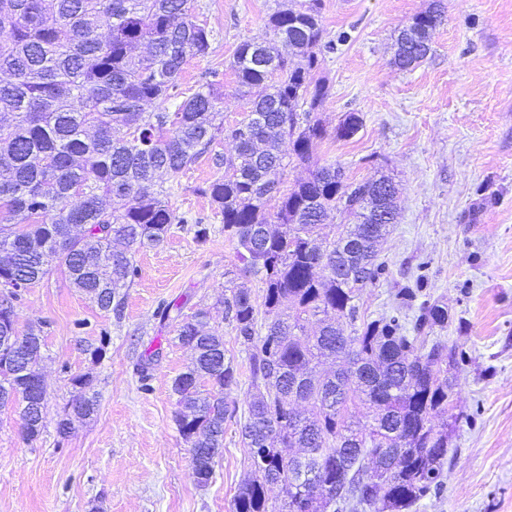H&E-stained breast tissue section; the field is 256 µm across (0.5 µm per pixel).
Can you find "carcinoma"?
Returning a JSON list of instances; mask_svg holds the SVG:
<instances>
[{
    "instance_id": "carcinoma-1",
    "label": "carcinoma",
    "mask_w": 512,
    "mask_h": 512,
    "mask_svg": "<svg viewBox=\"0 0 512 512\" xmlns=\"http://www.w3.org/2000/svg\"><path fill=\"white\" fill-rule=\"evenodd\" d=\"M188 2L0 0V286L21 283L0 302L60 270L100 309H117L136 253L184 223L163 176L190 167L224 132L235 153L212 156L224 176L202 193L243 263V281L224 286V322L245 346L253 389L240 427L249 474L231 512H411L448 463L461 358L433 336L448 326L438 299L417 307L412 336L398 307L360 315L362 290L385 270L377 247L396 223L399 189L385 175L351 181L313 162L327 136L312 117L327 96L314 79L318 52L351 35L326 39L321 0H282L269 15L272 37L240 43L231 63L241 89L277 80L226 128L218 71L189 95L179 83L187 58L207 57L217 39ZM442 20L439 7L414 16L399 31L395 65L423 61ZM280 41L301 64L288 65ZM302 102L309 110L300 114ZM360 127L349 113L335 135ZM284 139L313 166L289 191L279 188ZM338 211L347 223L318 239ZM252 275L265 283L260 302ZM40 339L0 321V410L18 415L31 443L44 428ZM178 339L193 351L172 384L178 430L193 468L211 474L239 378L207 311L183 321ZM324 359L337 369L317 377ZM70 382L78 394L56 423L62 437L98 409L90 378ZM360 406L364 422L353 414ZM439 413L449 421L437 426ZM272 485L287 490L278 507L268 505Z\"/></svg>"
}]
</instances>
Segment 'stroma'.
Returning <instances> with one entry per match:
<instances>
[{"label":"stroma","instance_id":"obj_1","mask_svg":"<svg viewBox=\"0 0 512 512\" xmlns=\"http://www.w3.org/2000/svg\"><path fill=\"white\" fill-rule=\"evenodd\" d=\"M433 0H322L328 35L352 39L322 53L315 71L328 94L315 115L329 136L319 164H337L353 180L391 176L400 187L397 224L381 245L386 272L364 289L360 312L388 311L399 288L441 299L450 319L443 343L462 352L457 405L463 419L448 442L442 485L415 512H512V0H442L444 20L416 67L393 65L398 32ZM199 22L217 31L206 58L187 59L180 77L196 89L219 71L223 119L232 126L251 100L236 93L231 69L244 41L270 37L276 0H191ZM355 136L334 131L348 113ZM210 156L169 180V203L183 223L135 257L137 275L122 288L119 310L105 311L53 272L16 302V326L43 330L45 429L27 444L11 410L0 411V512H230L248 470L240 436L250 364L219 302L242 266L203 187L222 177ZM210 225L206 243L196 223ZM170 304L175 318L160 320ZM208 310L224 336L240 380L224 421V452L207 486L196 481L175 422L174 378L191 361L177 340L182 320ZM109 345L91 356L100 337ZM148 364L140 382L137 368ZM89 376L97 413L67 437L56 422Z\"/></svg>","mask_w":512,"mask_h":512}]
</instances>
